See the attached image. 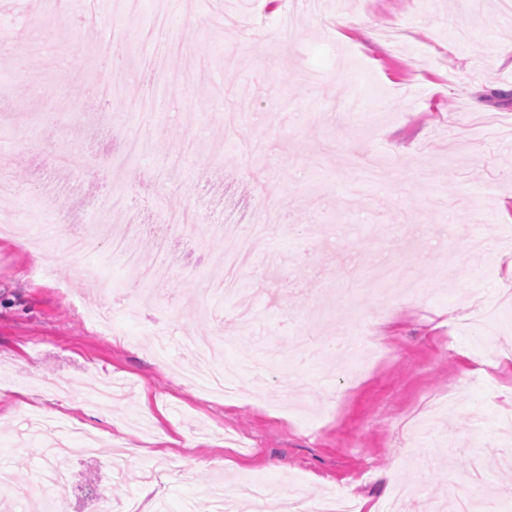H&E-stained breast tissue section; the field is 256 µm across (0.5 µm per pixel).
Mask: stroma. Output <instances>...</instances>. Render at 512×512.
<instances>
[{
  "label": "stroma",
  "instance_id": "obj_1",
  "mask_svg": "<svg viewBox=\"0 0 512 512\" xmlns=\"http://www.w3.org/2000/svg\"><path fill=\"white\" fill-rule=\"evenodd\" d=\"M124 2L80 0L69 27L48 29L59 0H0V25L15 32L0 49V165L31 182L50 145L57 186L45 195L31 182L0 208V225L18 227L0 234V466L19 488L46 467L64 471L68 512H93L97 496L128 512L152 481L153 512H184L219 475L239 482L236 512H261L256 491L272 484L314 502L341 491L384 507L401 491L407 512L446 499L452 512H512V499L492 495L512 486V307L495 338L466 324L477 297L512 285V18L498 0H278L258 30L246 0H137L132 13ZM340 15L354 26L338 29ZM123 24L133 37L119 49L128 78L117 107L94 91ZM162 25L161 67L188 79L149 105L134 57ZM189 136L198 151L173 186L142 185L138 172ZM127 137L146 153L124 155ZM81 149L92 224L123 220L100 212L103 189L156 221L187 208L222 219L226 193L275 201L282 221L254 235L241 292L204 295L206 255L224 241L203 231L172 240L190 263L174 270L176 291L124 280L105 249L63 250L56 272L36 270L38 244L58 240L52 224L24 227L35 205L73 206L58 159ZM390 258L420 297L348 296L344 270ZM86 268L123 284L119 338L84 316L105 300ZM350 333L380 347L356 381L331 356L307 366L318 394L282 395L298 337ZM159 335L185 367L200 360L190 337L221 341L234 396L160 365ZM494 350V377L474 379L475 358ZM91 372L128 398L92 406L80 389ZM35 377L71 390L48 397ZM31 412L125 451L121 470L97 455L44 461L46 436L25 431Z\"/></svg>",
  "mask_w": 512,
  "mask_h": 512
}]
</instances>
